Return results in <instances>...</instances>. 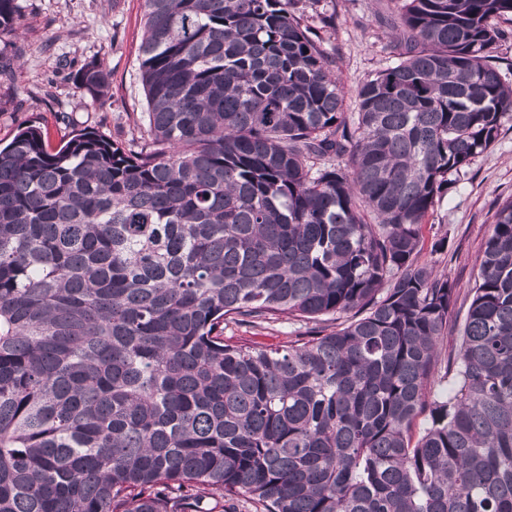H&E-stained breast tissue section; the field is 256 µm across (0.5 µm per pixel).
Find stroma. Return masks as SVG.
Returning <instances> with one entry per match:
<instances>
[{
    "mask_svg": "<svg viewBox=\"0 0 512 512\" xmlns=\"http://www.w3.org/2000/svg\"><path fill=\"white\" fill-rule=\"evenodd\" d=\"M23 33L20 60L11 80L0 83V145L27 122L39 125L51 147L75 130H94L119 143L145 135L146 101L139 74L144 0H17ZM389 0H317L304 22L319 28L337 55L336 72L345 88L344 110L355 119L356 89L390 66L385 50ZM332 15L336 24L320 25ZM101 65L110 75L107 96L92 101L75 75L85 65ZM451 185L423 229L421 262L437 264L456 285L457 303L448 319L445 349L461 342L471 302L477 259L500 201L512 196V121L495 143L473 159ZM445 252H431L439 240Z\"/></svg>",
    "mask_w": 512,
    "mask_h": 512,
    "instance_id": "1",
    "label": "stroma"
}]
</instances>
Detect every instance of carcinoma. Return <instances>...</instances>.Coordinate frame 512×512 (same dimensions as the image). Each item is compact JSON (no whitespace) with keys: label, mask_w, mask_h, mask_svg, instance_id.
<instances>
[{"label":"carcinoma","mask_w":512,"mask_h":512,"mask_svg":"<svg viewBox=\"0 0 512 512\" xmlns=\"http://www.w3.org/2000/svg\"><path fill=\"white\" fill-rule=\"evenodd\" d=\"M390 2L352 122L306 0H145L147 136L0 149V512H512V198L449 354L456 286L419 262L512 120V0ZM20 27L0 0L2 77ZM496 23L502 36L492 54L502 74L512 80V16L506 15ZM304 330V326L300 322L283 317L272 325L253 329L229 324L224 328V336H250L252 341L260 345L271 346L286 341V336H295L296 333Z\"/></svg>","instance_id":"1"}]
</instances>
